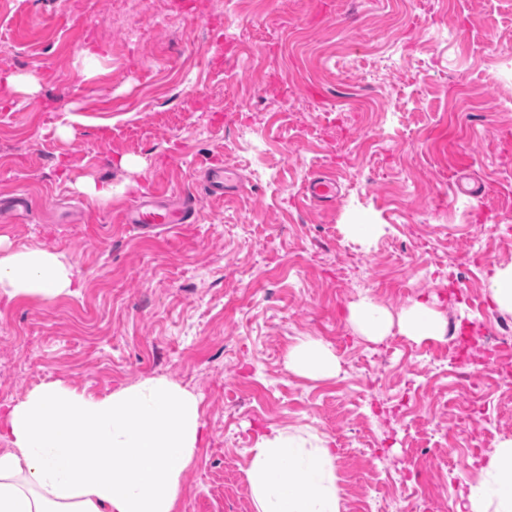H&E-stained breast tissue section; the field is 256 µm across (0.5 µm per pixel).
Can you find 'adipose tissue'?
I'll use <instances>...</instances> for the list:
<instances>
[{"mask_svg":"<svg viewBox=\"0 0 512 512\" xmlns=\"http://www.w3.org/2000/svg\"><path fill=\"white\" fill-rule=\"evenodd\" d=\"M75 273L47 249L0 246V296L52 300L71 293ZM350 321L372 341L392 329L415 340L448 332L440 311L417 301L399 316L376 300L352 304ZM291 372L336 376L329 345L308 338L289 348ZM199 400L164 379L92 398L45 384L0 419V512H173L181 478L202 436ZM248 476L258 512H341L328 442L274 428L251 450ZM456 512H512V437L503 439Z\"/></svg>","mask_w":512,"mask_h":512,"instance_id":"obj_1","label":"adipose tissue"}]
</instances>
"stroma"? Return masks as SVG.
<instances>
[{
    "mask_svg": "<svg viewBox=\"0 0 512 512\" xmlns=\"http://www.w3.org/2000/svg\"><path fill=\"white\" fill-rule=\"evenodd\" d=\"M2 50L0 198L29 213L0 237L64 254L78 286L0 297V413L44 383L164 378L204 424L175 512H257L247 459L273 427L333 439L342 512H450L512 437V363L473 354L457 381L447 340L372 343L348 310L431 295L463 335L512 329L484 288L512 262V0H0ZM216 161L241 190L195 223H117ZM320 175L333 202L305 194ZM309 336L338 378L289 373Z\"/></svg>",
    "mask_w": 512,
    "mask_h": 512,
    "instance_id": "35a3bbf8",
    "label": "stroma"
}]
</instances>
